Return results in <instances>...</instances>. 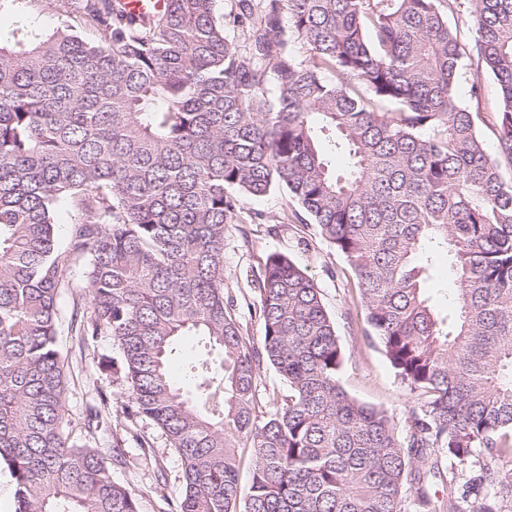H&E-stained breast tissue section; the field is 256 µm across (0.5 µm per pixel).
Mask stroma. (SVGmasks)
<instances>
[{
	"instance_id": "35a3bbf8",
	"label": "stroma",
	"mask_w": 512,
	"mask_h": 512,
	"mask_svg": "<svg viewBox=\"0 0 512 512\" xmlns=\"http://www.w3.org/2000/svg\"><path fill=\"white\" fill-rule=\"evenodd\" d=\"M479 82L478 127L490 154H497L493 131L500 90L487 74L465 73L456 88L463 104H471L470 85ZM242 221L228 225L224 237V292L234 299L236 317L245 336L260 340L263 323L252 304L254 284L269 254L288 255L318 285L325 308L336 324V332L345 352L339 381L343 389L359 401L384 410L399 429H407L418 398L395 374L380 343L366 333L364 309L359 301L357 279L343 258L323 239L316 225L310 224L301 207L281 187L265 197L240 196ZM84 260L73 266V285L61 289L57 302L59 330L57 344L68 363V389L65 410L72 422L73 435L90 444H105L118 437L125 441L123 462L111 463L113 481L125 486L139 501L140 512H174L182 495L181 460L165 435L151 421H129L122 412L125 402L122 385L113 382L111 373L100 371L105 359L120 358L121 351L109 336L88 341L78 334L74 318L84 311L88 297L83 289ZM455 276L447 257H440L425 283V293L440 315L454 307ZM107 398L112 414L96 431H88L89 407ZM145 436L151 448L141 452L135 435ZM428 465L438 466L440 474L429 477L430 492L447 498L449 490H462L476 475L479 466L471 461L459 464L435 450Z\"/></svg>"
}]
</instances>
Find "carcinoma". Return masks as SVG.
<instances>
[{
	"label": "carcinoma",
	"instance_id": "1",
	"mask_svg": "<svg viewBox=\"0 0 512 512\" xmlns=\"http://www.w3.org/2000/svg\"><path fill=\"white\" fill-rule=\"evenodd\" d=\"M216 0H65L45 33L0 39V468L14 512H140L107 463L122 442L72 436L57 299L87 258L85 339L182 461L177 512H465L419 470L438 448L481 454L487 493L512 495V0H237L229 39ZM474 19L461 40L448 14ZM299 41L293 52L289 42ZM500 87L484 148L458 101L466 61ZM345 151L339 172L329 155ZM285 188L358 281L365 322L424 399L406 434L339 383L344 352L320 288L266 258L246 338L224 297V233L237 195ZM73 211L58 239L56 209ZM456 272L443 318L423 283L431 255ZM199 336L171 377L175 341ZM288 386L262 410L264 365ZM251 456L243 482L239 449Z\"/></svg>",
	"mask_w": 512,
	"mask_h": 512
}]
</instances>
